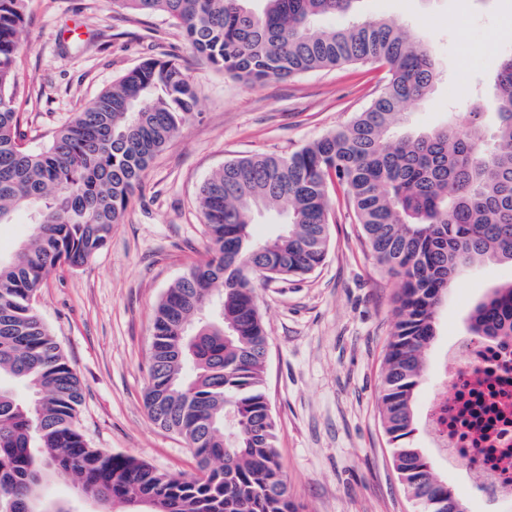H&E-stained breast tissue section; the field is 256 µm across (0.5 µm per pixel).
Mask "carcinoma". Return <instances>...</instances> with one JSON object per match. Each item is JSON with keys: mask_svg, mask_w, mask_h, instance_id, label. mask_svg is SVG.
Returning <instances> with one entry per match:
<instances>
[{"mask_svg": "<svg viewBox=\"0 0 512 512\" xmlns=\"http://www.w3.org/2000/svg\"><path fill=\"white\" fill-rule=\"evenodd\" d=\"M162 13L193 51L245 86L345 65L380 63L387 81L349 123L289 156L232 159L198 196L211 257L192 265L157 305L144 402L161 428L184 438L199 474L169 476L87 445L76 427L77 374L32 300L45 275L83 264L121 223L150 163L195 117L196 91L178 64L148 59L103 90L50 142L23 145L16 65L28 0H0V225L28 213L32 233L0 258V512H74L47 482L61 471L115 512H297L264 389L268 337L261 280L302 277L325 261L329 187L342 188L372 258L401 279L385 355L380 414L393 464L419 512H466L416 446V394L427 372L437 309L456 273L512 263V54L495 68L498 125L479 113L459 126L415 130L405 107L438 78L432 51L381 18L323 29L359 0H113ZM284 216L251 231L256 212ZM469 334L512 336V281L474 307ZM32 391L20 401L1 381Z\"/></svg>", "mask_w": 512, "mask_h": 512, "instance_id": "1", "label": "carcinoma"}]
</instances>
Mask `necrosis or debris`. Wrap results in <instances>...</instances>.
Masks as SVG:
<instances>
[{"label": "necrosis or debris", "mask_w": 512, "mask_h": 512, "mask_svg": "<svg viewBox=\"0 0 512 512\" xmlns=\"http://www.w3.org/2000/svg\"><path fill=\"white\" fill-rule=\"evenodd\" d=\"M426 410L448 457L481 473L493 497L512 499V338L458 337Z\"/></svg>", "instance_id": "necrosis-or-debris-1"}]
</instances>
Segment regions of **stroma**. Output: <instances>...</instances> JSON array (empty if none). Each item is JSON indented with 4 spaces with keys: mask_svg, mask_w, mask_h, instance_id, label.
I'll list each match as a JSON object with an SVG mask.
<instances>
[{
    "mask_svg": "<svg viewBox=\"0 0 512 512\" xmlns=\"http://www.w3.org/2000/svg\"><path fill=\"white\" fill-rule=\"evenodd\" d=\"M362 12L409 27L438 60L433 89L406 108L414 128L441 126L452 115L466 120L472 97L492 98L496 63L512 52L505 25L512 0H364ZM149 58L185 69L198 115L151 163L107 245L81 266L52 270L34 306L80 378L77 424L88 444L188 476L198 471L196 458L151 420L144 392L154 311L167 288L208 256L200 187L227 160L287 156L347 124L380 92L387 71L336 67L246 87L196 55L164 15L131 13L112 0H29L16 90L25 145L44 146ZM331 195L324 264L256 290L279 459L299 512H416L379 413L400 281L370 256L342 189ZM511 280L507 262L456 274L438 310L428 365L467 335L468 314L488 289ZM416 444L435 457L467 512H512V500L489 495L477 473L441 454L425 430Z\"/></svg>",
    "mask_w": 512,
    "mask_h": 512,
    "instance_id": "obj_1",
    "label": "stroma"
}]
</instances>
